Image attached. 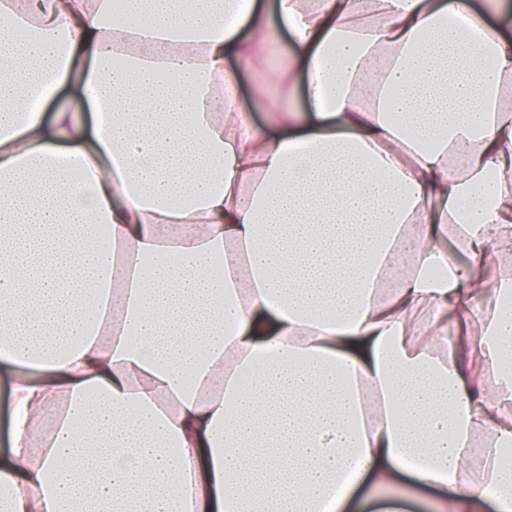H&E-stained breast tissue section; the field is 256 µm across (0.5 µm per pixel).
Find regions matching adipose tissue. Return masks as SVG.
<instances>
[{
  "mask_svg": "<svg viewBox=\"0 0 512 512\" xmlns=\"http://www.w3.org/2000/svg\"><path fill=\"white\" fill-rule=\"evenodd\" d=\"M509 248L512 0H0V512H512ZM275 59L266 56L255 59L252 66L238 73L237 106L242 112H249L253 122L259 127L266 126V113L256 103L257 87L262 85L269 67ZM13 398L9 379L0 365V456L10 447ZM434 512V492L413 487L409 478L404 477L393 490L373 491L364 483L348 503L349 512Z\"/></svg>",
  "mask_w": 512,
  "mask_h": 512,
  "instance_id": "obj_1",
  "label": "adipose tissue"
}]
</instances>
